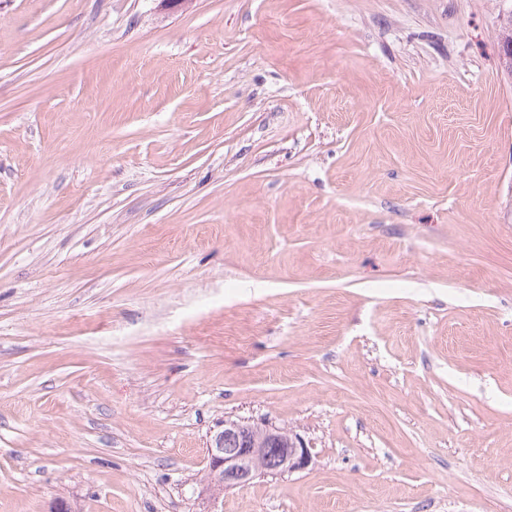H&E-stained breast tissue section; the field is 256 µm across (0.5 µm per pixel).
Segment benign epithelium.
<instances>
[{"label":"benign epithelium","mask_w":512,"mask_h":512,"mask_svg":"<svg viewBox=\"0 0 512 512\" xmlns=\"http://www.w3.org/2000/svg\"><path fill=\"white\" fill-rule=\"evenodd\" d=\"M275 440L288 448L285 459L264 469L265 448ZM208 479L218 492L244 488L261 474L281 475L307 469L312 452L300 437L272 426L253 427L235 421L224 423L207 447Z\"/></svg>","instance_id":"7a95c632"}]
</instances>
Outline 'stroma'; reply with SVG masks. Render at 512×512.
<instances>
[{"instance_id":"35a3bbf8","label":"stroma","mask_w":512,"mask_h":512,"mask_svg":"<svg viewBox=\"0 0 512 512\" xmlns=\"http://www.w3.org/2000/svg\"><path fill=\"white\" fill-rule=\"evenodd\" d=\"M511 11L0 0V512H512ZM270 440L288 448L285 459L275 465L285 448L270 447ZM224 447L236 448L235 451ZM312 452L296 434L272 426H250L235 421L224 422V429L216 433L207 447L208 479L218 491L244 488L261 474L281 475L307 469L312 464ZM275 465L268 470L263 464Z\"/></svg>"}]
</instances>
